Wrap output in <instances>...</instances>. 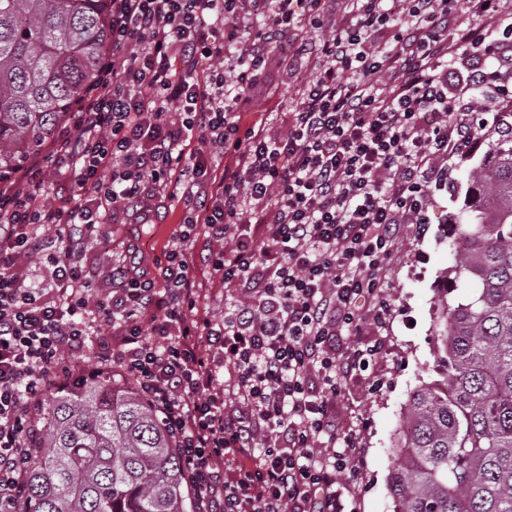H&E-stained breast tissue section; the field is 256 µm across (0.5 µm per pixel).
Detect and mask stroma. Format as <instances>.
<instances>
[{"instance_id": "stroma-1", "label": "stroma", "mask_w": 512, "mask_h": 512, "mask_svg": "<svg viewBox=\"0 0 512 512\" xmlns=\"http://www.w3.org/2000/svg\"><path fill=\"white\" fill-rule=\"evenodd\" d=\"M314 60L284 68L272 62L266 88L255 93L243 107L242 122L264 120L270 135L282 129L280 114L294 109L302 92L301 79L311 72ZM512 112L488 123L472 153L448 161V182L432 188L424 224H403L387 267L388 292L393 313L387 327L368 324L364 341H380L383 349L373 366L344 380V399L337 419L347 430L358 433L363 448V480L357 491L358 512H393L388 486L389 473L397 460L395 440L403 428L411 393L434 374L438 338L435 322L442 293V275L452 263L447 226L462 206L469 175L484 157L488 144L507 125ZM183 204L178 199L167 203L156 224L137 241L145 258L143 267L155 272L180 229ZM97 232L109 241L108 249L88 252L83 264L98 292L111 291L112 274L120 267L132 241L128 224H101ZM195 273L204 290L203 311L220 318L225 311L244 301L245 287L224 283L211 273L201 251H194Z\"/></svg>"}]
</instances>
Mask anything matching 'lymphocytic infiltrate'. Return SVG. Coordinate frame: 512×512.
Here are the masks:
<instances>
[{
  "mask_svg": "<svg viewBox=\"0 0 512 512\" xmlns=\"http://www.w3.org/2000/svg\"><path fill=\"white\" fill-rule=\"evenodd\" d=\"M501 2L349 0L351 24L329 32L325 0H107L98 85L0 181V512L20 505L46 391L114 373L175 436L196 512H347L362 472L360 437L336 419L341 382L382 351L361 334L390 318L399 225L425 223L449 156L478 142V101L512 110ZM461 12L472 22L449 40ZM308 54L284 132L243 126L272 57ZM176 188L179 244L158 277L133 244L97 295L82 264L97 225L153 223ZM197 239L249 291L218 321L183 247ZM25 255L45 256L49 287ZM92 336L93 368L79 358Z\"/></svg>",
  "mask_w": 512,
  "mask_h": 512,
  "instance_id": "lymphocytic-infiltrate-1",
  "label": "lymphocytic infiltrate"
}]
</instances>
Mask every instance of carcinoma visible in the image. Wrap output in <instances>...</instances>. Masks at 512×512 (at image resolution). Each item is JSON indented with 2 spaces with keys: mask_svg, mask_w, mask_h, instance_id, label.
I'll return each instance as SVG.
<instances>
[{
  "mask_svg": "<svg viewBox=\"0 0 512 512\" xmlns=\"http://www.w3.org/2000/svg\"><path fill=\"white\" fill-rule=\"evenodd\" d=\"M104 0H0V174L57 137L97 83ZM458 292L438 378L411 395L389 475L394 512H512V131L489 145L451 225ZM20 512H188L175 437L107 379L51 394Z\"/></svg>",
  "mask_w": 512,
  "mask_h": 512,
  "instance_id": "obj_1",
  "label": "carcinoma"
}]
</instances>
